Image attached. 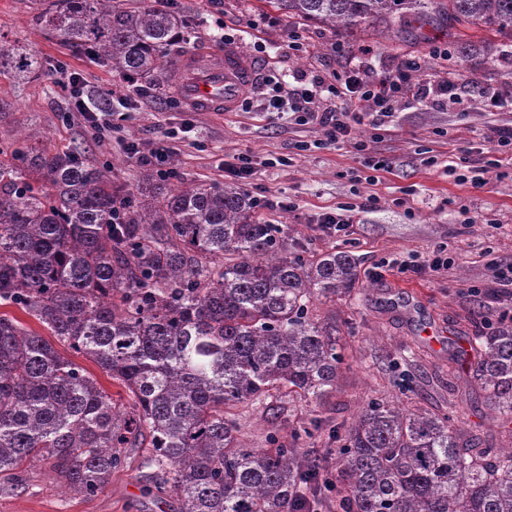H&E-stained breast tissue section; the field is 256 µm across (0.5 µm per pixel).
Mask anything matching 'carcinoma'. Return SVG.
<instances>
[{
    "label": "carcinoma",
    "instance_id": "carcinoma-1",
    "mask_svg": "<svg viewBox=\"0 0 512 512\" xmlns=\"http://www.w3.org/2000/svg\"><path fill=\"white\" fill-rule=\"evenodd\" d=\"M302 22L350 35L398 15L512 38V0H264ZM36 22L138 80L168 70L187 29L159 0H42ZM511 43L462 47L466 60L509 55ZM44 74L23 47L0 50V73ZM81 147L0 148V308L17 307L124 390L118 403L40 332L0 311V493L44 462L66 489L95 496L144 448L143 467L179 512H298L321 493L325 466L301 444L322 429L277 432L247 448L235 409L336 390L340 328L314 316L358 281L357 259L330 250L305 260L275 224L255 219L235 183L137 184L126 223L121 192ZM459 348L468 383L512 423V323ZM336 512H512V448L484 445L448 415L371 400L336 449Z\"/></svg>",
    "mask_w": 512,
    "mask_h": 512
}]
</instances>
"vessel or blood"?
Returning <instances> with one entry per match:
<instances>
[{"mask_svg":"<svg viewBox=\"0 0 512 512\" xmlns=\"http://www.w3.org/2000/svg\"><path fill=\"white\" fill-rule=\"evenodd\" d=\"M258 77L255 63L235 46L215 53L190 54L181 60L176 89L188 108L198 112H230L243 91Z\"/></svg>","mask_w":512,"mask_h":512,"instance_id":"obj_1","label":"vessel or blood"}]
</instances>
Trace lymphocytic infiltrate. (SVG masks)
Masks as SVG:
<instances>
[{
    "mask_svg": "<svg viewBox=\"0 0 512 512\" xmlns=\"http://www.w3.org/2000/svg\"><path fill=\"white\" fill-rule=\"evenodd\" d=\"M357 54L362 58L358 66L317 76L307 83L290 85L267 76L262 107L272 114L291 113L300 125H317L327 142H353L355 150L366 155L368 169L384 171L389 167L388 160L371 155L367 142L352 141L353 127L364 123L376 129L387 126L395 105L402 101L459 102L463 83L455 71L432 87L416 83L413 74L422 64L413 59L388 76L372 80L367 76L366 65L373 56L372 48L360 46Z\"/></svg>",
    "mask_w": 512,
    "mask_h": 512,
    "instance_id": "lymphocytic-infiltrate-1",
    "label": "lymphocytic infiltrate"
}]
</instances>
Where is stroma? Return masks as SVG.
<instances>
[{"mask_svg":"<svg viewBox=\"0 0 512 512\" xmlns=\"http://www.w3.org/2000/svg\"><path fill=\"white\" fill-rule=\"evenodd\" d=\"M38 0H0V45L22 46L45 65L40 79L25 83L0 76V143L13 142L19 130L42 144L84 146L83 158L93 165L112 167V182L134 192L149 168L128 157L124 144L148 152L171 144L168 165L172 185L223 182L224 165L240 155L250 156L254 175L246 186L249 196L287 201V208L262 209L257 218L279 225L292 252L304 258L336 249L358 261L359 282L336 301L313 305L320 318L342 322L345 357L335 393L321 404L282 400L276 416L255 406L237 408L244 442L265 445L267 433L279 429L289 437L298 425L320 419L330 426L350 422L369 400L379 398L406 408L450 414L473 438L495 447L512 448V432L501 429L486 398L476 389L449 393L448 382L458 374L451 362V340L471 336L488 324L512 317V288L492 282L491 261H512V174L489 168L485 185L474 189L446 173L461 157L483 145L488 125L512 123V111H492L480 101L431 106L399 102L385 131L357 126L355 138L370 141L376 156L388 159L389 170L369 182L364 157L351 144H322L314 125L299 126L291 118L269 119L260 108L262 84L245 90L250 109L232 112H194L178 106L175 76L157 83L152 97L122 108L103 101L102 111L114 126L112 137L101 141L92 121L77 116L56 85L63 74L79 75L91 87L108 89L121 76L84 50L50 38L34 21ZM182 19L190 21V38L172 47V59L218 48L213 36L216 19H223L234 46L252 58L261 73L281 71L286 80L342 71L350 55L337 54L339 36L329 27L298 23L266 7L263 0H174ZM302 31L310 52L289 49L287 34ZM447 34L424 28L422 38L364 34L360 44L373 47L369 75L378 78L401 61L428 58L434 44L448 42ZM463 83L503 94L512 92V62L485 58L457 63ZM182 131L181 140L167 142L169 129ZM301 141L310 150H298ZM434 156V166L424 163ZM376 206H367L369 196ZM349 209V233L322 232L317 224L324 211ZM447 248L453 264L448 272L399 274L389 260L424 261L437 248ZM143 450L128 452L126 468L113 475L98 495L85 497L67 491L42 464L31 466L26 483L11 495H0V512H179L170 491H144Z\"/></svg>","mask_w":512,"mask_h":512,"instance_id":"obj_1","label":"stroma"}]
</instances>
